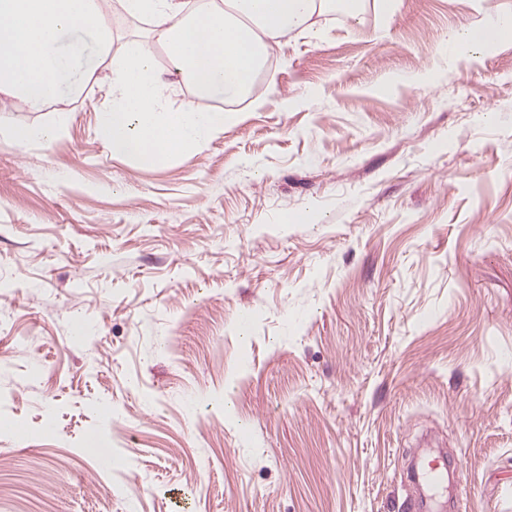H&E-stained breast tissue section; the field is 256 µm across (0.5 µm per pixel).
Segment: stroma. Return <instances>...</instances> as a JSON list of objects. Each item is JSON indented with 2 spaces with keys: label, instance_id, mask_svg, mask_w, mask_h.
<instances>
[{
  "label": "stroma",
  "instance_id": "stroma-1",
  "mask_svg": "<svg viewBox=\"0 0 512 512\" xmlns=\"http://www.w3.org/2000/svg\"><path fill=\"white\" fill-rule=\"evenodd\" d=\"M491 7L328 10L235 100L154 45L238 118L152 168L96 137L107 68L0 101L67 115L0 137V512H404L425 433L432 512H512V39L444 51ZM57 114L58 126L55 128L33 125H15L10 128H6L3 131L0 128V136L3 134L18 145H26L35 141L49 140L54 137L65 120V112H57ZM416 477L421 478L431 490L435 491L445 486L447 471L437 460L431 459L422 465Z\"/></svg>",
  "mask_w": 512,
  "mask_h": 512
}]
</instances>
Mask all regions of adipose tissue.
I'll return each instance as SVG.
<instances>
[{
	"label": "adipose tissue",
	"instance_id": "ef3b65f1",
	"mask_svg": "<svg viewBox=\"0 0 512 512\" xmlns=\"http://www.w3.org/2000/svg\"><path fill=\"white\" fill-rule=\"evenodd\" d=\"M122 12L151 24L113 54L112 22L101 0H0V97L39 111L79 93L98 63L110 72L112 104L100 113L97 138L113 156L151 168L200 147L233 123L232 111L173 108L170 83L150 42L162 44L182 82L196 95L241 98L281 40L312 31L313 18L340 5L358 19L361 0H118ZM512 37V14L488 10L483 21L453 34L460 59Z\"/></svg>",
	"mask_w": 512,
	"mask_h": 512
}]
</instances>
